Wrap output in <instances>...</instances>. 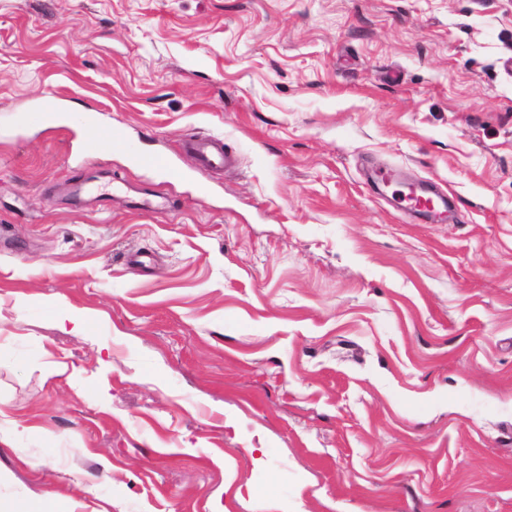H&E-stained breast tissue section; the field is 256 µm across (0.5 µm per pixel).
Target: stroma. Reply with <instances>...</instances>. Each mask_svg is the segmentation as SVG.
Wrapping results in <instances>:
<instances>
[{
	"label": "stroma",
	"mask_w": 512,
	"mask_h": 512,
	"mask_svg": "<svg viewBox=\"0 0 512 512\" xmlns=\"http://www.w3.org/2000/svg\"><path fill=\"white\" fill-rule=\"evenodd\" d=\"M0 404L16 512H512V0H0ZM61 112L63 110L60 98L51 95L40 99L25 119L43 123L54 122L58 121ZM96 142L113 152L123 154L136 168L155 174H167L172 170V159L167 154L147 151L126 137L121 131L112 127L95 128ZM185 146L195 153L201 169L227 168L235 165L237 161L235 154L225 147L224 138L221 136L193 138ZM400 203H405L402 205L405 210L410 211H423L431 214L434 217H441L446 213L447 204L445 201H442L444 210L441 209L440 203L432 196L425 195L423 193L418 192V190L414 188H410L409 193H404L400 199Z\"/></svg>",
	"instance_id": "1"
}]
</instances>
